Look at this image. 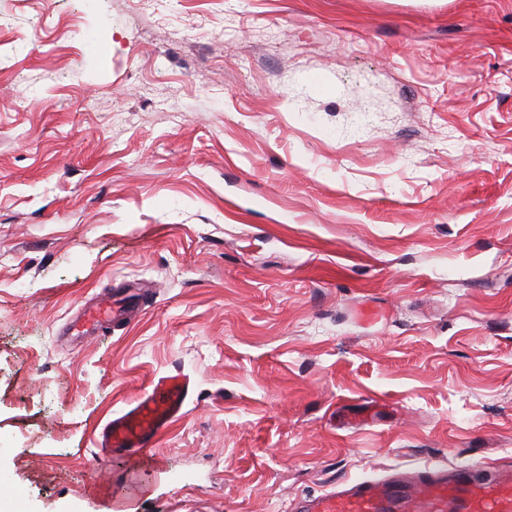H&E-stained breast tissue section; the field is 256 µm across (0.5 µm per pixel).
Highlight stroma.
<instances>
[{"mask_svg":"<svg viewBox=\"0 0 512 512\" xmlns=\"http://www.w3.org/2000/svg\"><path fill=\"white\" fill-rule=\"evenodd\" d=\"M432 459L512 465V0H0V504L292 512ZM125 314L124 305L120 300L112 298L111 295H104L85 312L82 326L87 330H99L117 319H122ZM190 396V379L186 375L159 377L131 408L103 426L98 446L107 455L142 454L184 416Z\"/></svg>","mask_w":512,"mask_h":512,"instance_id":"1","label":"stroma"}]
</instances>
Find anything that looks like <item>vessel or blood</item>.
Wrapping results in <instances>:
<instances>
[{
	"instance_id": "1",
	"label": "vessel or blood",
	"mask_w": 512,
	"mask_h": 512,
	"mask_svg": "<svg viewBox=\"0 0 512 512\" xmlns=\"http://www.w3.org/2000/svg\"><path fill=\"white\" fill-rule=\"evenodd\" d=\"M126 314L120 300L102 296L88 309L84 328L99 330ZM191 396L189 377H159L122 415L102 428L98 444L106 454L137 455L185 414ZM476 465L428 463L362 481L345 482L299 501L296 512H512V469L498 468L488 478Z\"/></svg>"
}]
</instances>
